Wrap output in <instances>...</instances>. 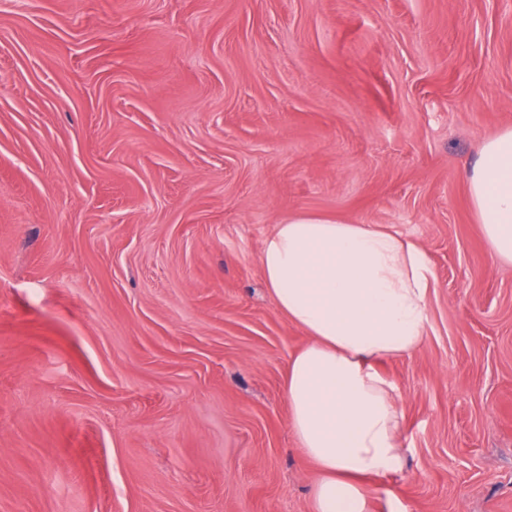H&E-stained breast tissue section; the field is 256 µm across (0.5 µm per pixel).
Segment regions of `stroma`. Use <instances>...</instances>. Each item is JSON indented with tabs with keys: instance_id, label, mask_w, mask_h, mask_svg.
I'll return each mask as SVG.
<instances>
[{
	"instance_id": "obj_1",
	"label": "stroma",
	"mask_w": 512,
	"mask_h": 512,
	"mask_svg": "<svg viewBox=\"0 0 512 512\" xmlns=\"http://www.w3.org/2000/svg\"><path fill=\"white\" fill-rule=\"evenodd\" d=\"M508 126L512 0H0V512H313L259 263L292 214L434 274L371 512H512V265L466 182Z\"/></svg>"
}]
</instances>
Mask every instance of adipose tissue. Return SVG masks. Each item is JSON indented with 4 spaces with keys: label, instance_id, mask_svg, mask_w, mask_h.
<instances>
[{
    "label": "adipose tissue",
    "instance_id": "1",
    "mask_svg": "<svg viewBox=\"0 0 512 512\" xmlns=\"http://www.w3.org/2000/svg\"><path fill=\"white\" fill-rule=\"evenodd\" d=\"M468 192L492 255L512 265V127L489 136ZM278 312L309 342L284 381L291 429L319 477L313 512H369L364 479L402 471L404 412L377 369L413 352L434 275L425 252L385 224L298 214L259 256Z\"/></svg>",
    "mask_w": 512,
    "mask_h": 512
}]
</instances>
